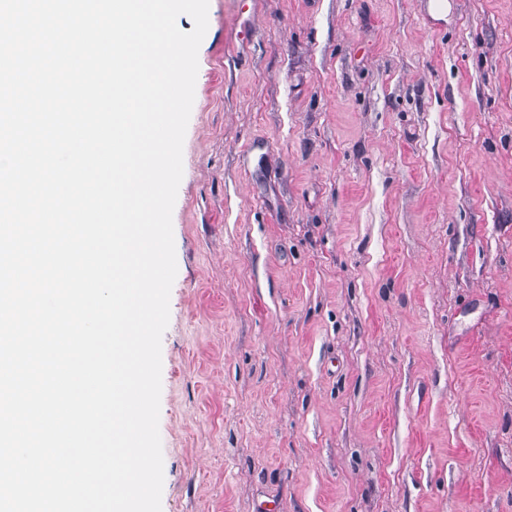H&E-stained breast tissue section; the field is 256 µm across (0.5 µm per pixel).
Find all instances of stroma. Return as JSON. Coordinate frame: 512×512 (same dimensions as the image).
I'll return each instance as SVG.
<instances>
[{
	"label": "stroma",
	"mask_w": 512,
	"mask_h": 512,
	"mask_svg": "<svg viewBox=\"0 0 512 512\" xmlns=\"http://www.w3.org/2000/svg\"><path fill=\"white\" fill-rule=\"evenodd\" d=\"M162 512H512V0H209Z\"/></svg>",
	"instance_id": "stroma-1"
}]
</instances>
